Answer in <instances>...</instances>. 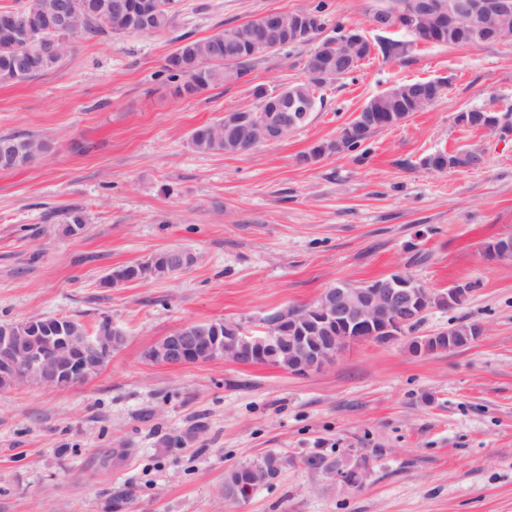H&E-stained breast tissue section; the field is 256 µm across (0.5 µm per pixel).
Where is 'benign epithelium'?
Listing matches in <instances>:
<instances>
[{
  "label": "benign epithelium",
  "mask_w": 512,
  "mask_h": 512,
  "mask_svg": "<svg viewBox=\"0 0 512 512\" xmlns=\"http://www.w3.org/2000/svg\"><path fill=\"white\" fill-rule=\"evenodd\" d=\"M511 11L512 0H413L408 11L386 16L375 26L384 31L405 30L420 37L425 34L423 17L431 16L436 25L446 23L449 31L464 33V43L483 45L496 40V34L487 32L484 26L478 27V22L489 14ZM73 16L71 0H57L54 35L42 33L30 20L22 24L10 15L4 16L0 23V34L14 38L24 49L33 46L42 54H56L70 35ZM320 28L319 20L313 15H298L287 21L282 13L271 11L265 14V24L256 37L265 41L274 36L287 41L308 37ZM340 42L336 71L320 69L311 77L337 78L359 66L360 60L347 47H359L361 36L354 29H345ZM314 104V96L303 89L273 92L265 105L257 141L272 143L286 138L305 122ZM224 134L239 146L252 140V125L244 119L234 120L227 113ZM195 260L192 252L181 249L155 254V261L165 269L175 267L182 271ZM392 278L391 282L373 287L342 284L328 288L302 316L292 314L286 319L282 311H273L262 319L263 335L254 338L253 345L246 350L238 347V341L224 339L217 324L197 321L188 331L178 330L164 337L153 361L164 365L209 362L220 351L222 358L239 363L244 352L261 355L269 349L292 357L294 363L290 369L296 374L317 371L336 359L338 349L333 338L325 335L332 325L343 324L356 331L380 326L392 340L424 316L430 290L405 273H395ZM112 329V322L107 321L95 335L88 331L76 336L73 324L62 317H54L50 322L45 317H32L18 331L1 326L0 370L22 386L55 389L64 374L78 383L90 361H99L110 353Z\"/></svg>",
  "instance_id": "obj_1"
}]
</instances>
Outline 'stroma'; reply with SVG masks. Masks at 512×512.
Wrapping results in <instances>:
<instances>
[{
  "label": "stroma",
  "mask_w": 512,
  "mask_h": 512,
  "mask_svg": "<svg viewBox=\"0 0 512 512\" xmlns=\"http://www.w3.org/2000/svg\"><path fill=\"white\" fill-rule=\"evenodd\" d=\"M318 1L180 0L165 31L80 35L56 70L0 84V135L51 143L37 164L0 170V323L107 316L126 333L82 382L0 391V512H112L120 496L135 512H512V261L483 253L512 233V130L455 121L473 108L512 113V42L425 43L373 27L385 0H326V30L352 27L393 50L325 88L322 108L288 137L232 155L197 152L192 131L255 106L253 86L303 80L310 45L259 55L248 80L191 98L160 75L182 39ZM429 79L445 87L425 111L355 151L300 162L371 97ZM463 149L481 151L482 165L424 164ZM72 208L84 232L58 234ZM175 248L197 263L100 287L112 268ZM396 271L436 294L473 289L459 306L429 309L415 332L350 344L305 376L146 358L188 323L235 321L257 336L268 311ZM460 324L481 332L412 352L413 336ZM269 452L288 459L279 477L225 502V472ZM314 457L336 471L312 468ZM362 463L361 484L337 477Z\"/></svg>",
  "instance_id": "1"
}]
</instances>
